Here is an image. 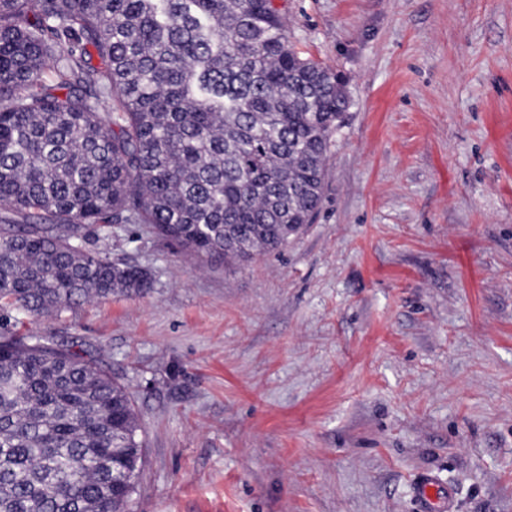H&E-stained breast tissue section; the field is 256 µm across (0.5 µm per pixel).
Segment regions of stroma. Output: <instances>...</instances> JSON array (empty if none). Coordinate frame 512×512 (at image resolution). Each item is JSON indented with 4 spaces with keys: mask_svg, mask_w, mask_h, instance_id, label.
<instances>
[{
    "mask_svg": "<svg viewBox=\"0 0 512 512\" xmlns=\"http://www.w3.org/2000/svg\"><path fill=\"white\" fill-rule=\"evenodd\" d=\"M351 99L312 224L210 263L147 224L98 248L148 269L0 325L75 346L131 394L128 512H512V0H276ZM417 510L420 512H455L454 490L438 483L431 476L419 479L415 486Z\"/></svg>",
    "mask_w": 512,
    "mask_h": 512,
    "instance_id": "1",
    "label": "stroma"
}]
</instances>
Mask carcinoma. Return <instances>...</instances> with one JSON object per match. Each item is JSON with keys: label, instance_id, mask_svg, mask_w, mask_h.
<instances>
[{"label": "carcinoma", "instance_id": "obj_1", "mask_svg": "<svg viewBox=\"0 0 512 512\" xmlns=\"http://www.w3.org/2000/svg\"><path fill=\"white\" fill-rule=\"evenodd\" d=\"M346 104L274 0H0V300L41 317L148 293L88 247L114 224L216 263L279 250L313 221ZM138 428L109 373L0 334V512H125Z\"/></svg>", "mask_w": 512, "mask_h": 512}]
</instances>
